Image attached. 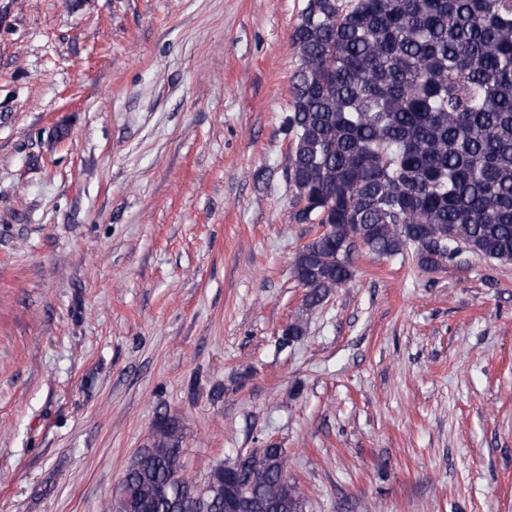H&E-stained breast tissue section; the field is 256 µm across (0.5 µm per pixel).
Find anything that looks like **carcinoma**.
<instances>
[{
    "instance_id": "carcinoma-1",
    "label": "carcinoma",
    "mask_w": 512,
    "mask_h": 512,
    "mask_svg": "<svg viewBox=\"0 0 512 512\" xmlns=\"http://www.w3.org/2000/svg\"><path fill=\"white\" fill-rule=\"evenodd\" d=\"M291 41L293 218L323 226L293 261L305 307L354 277V240L429 271L464 252L512 263V0H307ZM182 439L155 421L115 512H302L282 449L241 459L230 507L222 466L185 487Z\"/></svg>"
}]
</instances>
